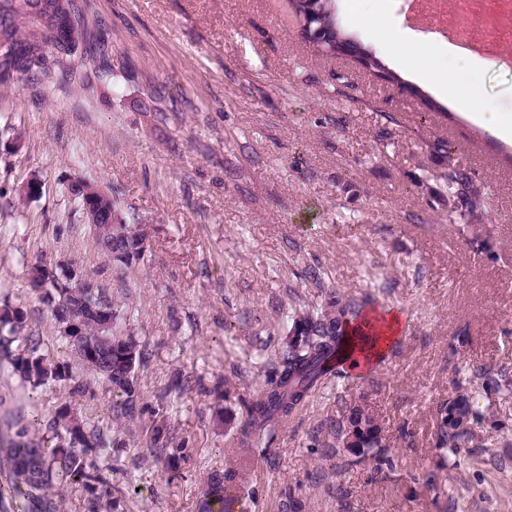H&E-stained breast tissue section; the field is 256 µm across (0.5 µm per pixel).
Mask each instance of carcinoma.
Segmentation results:
<instances>
[{
	"label": "carcinoma",
	"mask_w": 512,
	"mask_h": 512,
	"mask_svg": "<svg viewBox=\"0 0 512 512\" xmlns=\"http://www.w3.org/2000/svg\"><path fill=\"white\" fill-rule=\"evenodd\" d=\"M296 14L311 23L334 33L337 39L318 45L316 52L336 56L345 43L341 26L332 12V0H290ZM57 0H0V43L13 48V61H0V70L19 71L18 81L34 79L67 83L82 71V87L89 89L92 80L112 79V64L105 45L94 35L91 22V0L73 3L76 25L70 39L55 50L37 43V29L45 23ZM436 149L444 152L441 169L435 175L442 189L431 196L432 208H441L448 214V223L466 224L475 217V201L482 194L481 187L455 157L448 142L440 140ZM145 237L143 226L126 220L112 225V253H138ZM54 318L62 322L70 317L84 320L86 335L79 342H70L77 360L101 376L112 393L120 398L114 406V415L126 417L133 410L135 400L134 377L136 366L145 358L144 350L130 336L122 338L114 332L97 329L92 313L72 302L70 297L57 295L55 302L47 303ZM12 307L0 309V357L35 388L49 382L73 383V390L81 389L79 380L69 371V365L54 361L41 352L40 337L25 334L27 316H11ZM356 303L338 294L321 308L305 309L289 316L288 332L292 338L285 342L273 374L266 380L256 398L244 405L245 417L239 430L238 445L250 450L269 442L278 428L319 379L346 364L350 336L346 323L359 317ZM22 348L14 351V342ZM451 382L456 397L441 403L436 411V444L453 455L469 453L475 429L485 425L498 427L493 417L484 414L476 405L475 396L490 399L502 391L509 380L505 368L470 367L468 377L460 378L461 367L453 368ZM58 443L51 448H40L23 441H15L0 451L10 459V467L0 470V512H50L47 493L56 486L80 484L100 490L86 500V512H100L101 497L111 495L112 483L108 472L111 450L104 431L89 424L67 410L58 411L50 422ZM335 439L336 451L354 457L352 463L370 462L378 472L394 466L390 449L399 441L409 444L411 432L403 426L398 439L385 434L371 412L368 395L346 406L343 414L327 425ZM172 437L164 424L152 429L153 451L171 461L168 449ZM242 474L237 469L224 472V477L210 483L205 492L208 512H234L240 504Z\"/></svg>",
	"instance_id": "1"
}]
</instances>
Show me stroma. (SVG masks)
I'll return each mask as SVG.
<instances>
[{"instance_id":"stroma-1","label":"stroma","mask_w":512,"mask_h":512,"mask_svg":"<svg viewBox=\"0 0 512 512\" xmlns=\"http://www.w3.org/2000/svg\"><path fill=\"white\" fill-rule=\"evenodd\" d=\"M95 10L116 86L88 97L57 84L0 89V306L22 307L44 353L83 384L35 388L0 363V434L48 443L62 409L99 425L114 486L102 512H201L211 477L237 465L252 493L244 512H512V396L479 398L501 427L478 430L469 456L434 441L435 408L456 395L448 344L459 330L471 336L460 361L512 369V172L433 83L477 77L485 119L512 125V69L444 47L401 68L406 44L423 39L402 0H336L344 32L396 70V85L314 54L290 0H95ZM377 25L390 40L374 38ZM440 139L483 187L487 251L429 206ZM33 179L39 193L23 196ZM77 182L146 225L126 274L67 193ZM62 259L106 287L116 334L146 351L126 418L114 419L115 395L28 284L33 264ZM335 291L404 311L403 331L368 375L324 380L264 453H244L243 406L272 373L287 316ZM364 390L389 435L412 432L382 474L333 454L326 429ZM160 422L181 450L171 472L150 447Z\"/></svg>"}]
</instances>
